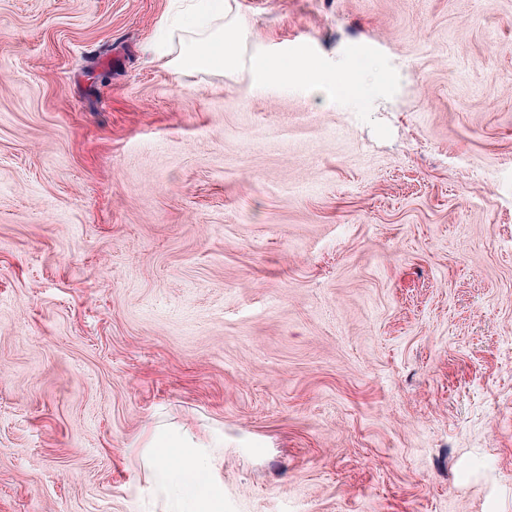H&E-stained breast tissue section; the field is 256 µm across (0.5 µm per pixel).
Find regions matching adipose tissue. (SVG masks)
Returning <instances> with one entry per match:
<instances>
[{
  "label": "adipose tissue",
  "instance_id": "adipose-tissue-1",
  "mask_svg": "<svg viewBox=\"0 0 512 512\" xmlns=\"http://www.w3.org/2000/svg\"><path fill=\"white\" fill-rule=\"evenodd\" d=\"M228 0H191L178 18L181 31L190 40L181 46L170 63L174 79L189 72L214 71L238 64L241 32L236 22L226 20ZM252 75L260 80L317 83L337 93L365 91L362 64L343 69H327L315 60L285 64L267 56L249 60ZM149 468L155 482L173 501L176 512H222V495L211 475L208 456L195 448L155 449Z\"/></svg>",
  "mask_w": 512,
  "mask_h": 512
}]
</instances>
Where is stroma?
<instances>
[{
    "mask_svg": "<svg viewBox=\"0 0 512 512\" xmlns=\"http://www.w3.org/2000/svg\"><path fill=\"white\" fill-rule=\"evenodd\" d=\"M173 0H0V512H512V0H231L242 56L148 60ZM249 70L260 80H280L289 83H317L328 86L333 92H366L367 86L361 78L364 67L361 62L344 69H327L317 60H306L296 65L279 63L269 56H253L249 60ZM149 468L155 482L175 504L174 512L222 511V495L211 475V459L197 448H154Z\"/></svg>",
    "mask_w": 512,
    "mask_h": 512,
    "instance_id": "35a3bbf8",
    "label": "stroma"
}]
</instances>
